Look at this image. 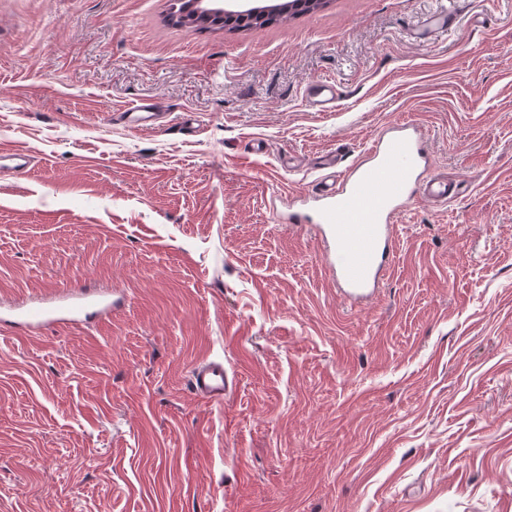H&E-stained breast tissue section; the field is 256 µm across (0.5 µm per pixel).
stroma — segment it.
Instances as JSON below:
<instances>
[{"label": "stroma", "mask_w": 512, "mask_h": 512, "mask_svg": "<svg viewBox=\"0 0 512 512\" xmlns=\"http://www.w3.org/2000/svg\"><path fill=\"white\" fill-rule=\"evenodd\" d=\"M169 8L0 0V147L35 164L0 172V302L124 294L0 334V512H512V0H325L252 30ZM146 100L165 119L130 128ZM403 123L461 192L406 204L353 306L286 218L319 156L347 168ZM204 357L223 402L189 387ZM311 103L319 111L332 109L336 104V90L331 84L320 82L311 88Z\"/></svg>", "instance_id": "35a3bbf8"}]
</instances>
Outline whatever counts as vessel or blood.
<instances>
[{"mask_svg":"<svg viewBox=\"0 0 512 512\" xmlns=\"http://www.w3.org/2000/svg\"><path fill=\"white\" fill-rule=\"evenodd\" d=\"M157 104L142 102L126 109L128 126L154 125ZM423 141L416 129L397 127L373 141L363 159L338 170L335 155H323L324 173L315 192V213L290 214L296 226L313 227L323 243V261L341 295L357 304L378 291L386 267L397 252L395 216L415 193L445 201L459 194L457 184L440 174L423 170ZM115 302L105 294L90 292L64 296L42 308L18 311L0 307V329L24 325L42 329L50 325H78L88 318L110 313ZM191 386L203 401L223 400L229 389L224 365L198 364Z\"/></svg>","mask_w":512,"mask_h":512,"instance_id":"vessel-or-blood-1","label":"vessel or blood"}]
</instances>
